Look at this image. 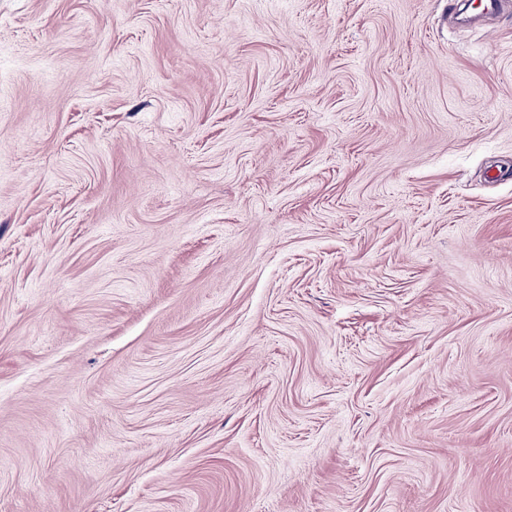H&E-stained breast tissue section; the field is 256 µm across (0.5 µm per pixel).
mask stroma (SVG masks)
<instances>
[{
  "mask_svg": "<svg viewBox=\"0 0 512 512\" xmlns=\"http://www.w3.org/2000/svg\"><path fill=\"white\" fill-rule=\"evenodd\" d=\"M0 0V512H512V11Z\"/></svg>",
  "mask_w": 512,
  "mask_h": 512,
  "instance_id": "35a3bbf8",
  "label": "stroma"
}]
</instances>
